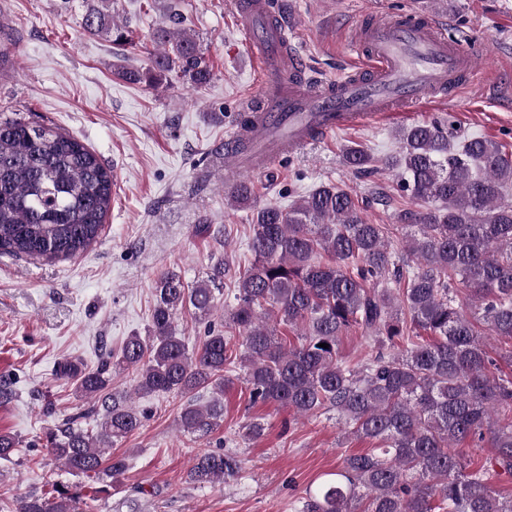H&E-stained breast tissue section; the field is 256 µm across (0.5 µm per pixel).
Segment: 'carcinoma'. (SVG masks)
<instances>
[{
    "label": "carcinoma",
    "instance_id": "1",
    "mask_svg": "<svg viewBox=\"0 0 512 512\" xmlns=\"http://www.w3.org/2000/svg\"><path fill=\"white\" fill-rule=\"evenodd\" d=\"M110 6L86 0L85 30L133 44ZM153 41L152 65L125 69L126 81L153 86L171 74L196 89L211 82L212 66L177 0H168ZM398 141L382 160L408 198L394 223L370 222L364 213L373 200L333 183L286 209L259 208L250 224L252 260L233 276L222 324L210 321L211 284L229 275V262L192 287L167 272L145 335L126 337L90 367L58 363L87 406L46 433V453L72 473L112 484L128 464L122 455L104 458L106 450L147 420L129 398L106 392L114 373L136 371L143 397L192 398L179 425L208 436L224 423V401L199 405L193 397L224 394L225 372L238 360L252 402L296 416L334 411L346 433L376 444L305 491L301 512H512V498L491 484L495 475L512 476V373L500 370L486 342L512 343V151L443 117L399 130ZM341 152L351 169L374 171L376 158L363 145ZM112 185L110 168L78 137L0 113V254L54 262L83 252L101 234ZM253 195V182L237 179L228 200L247 206ZM394 229L406 236L404 254L387 243ZM186 305L206 321L193 347L175 327ZM282 325L300 330L297 343L278 334ZM351 329L376 350L360 366L339 352ZM484 440L492 457L467 469L453 446ZM241 471L236 454L220 449L196 457L188 479L215 485ZM83 500L57 485L0 502V512H76Z\"/></svg>",
    "mask_w": 512,
    "mask_h": 512
}]
</instances>
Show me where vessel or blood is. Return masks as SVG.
<instances>
[{
    "label": "vessel or blood",
    "instance_id": "b4317fda",
    "mask_svg": "<svg viewBox=\"0 0 512 512\" xmlns=\"http://www.w3.org/2000/svg\"><path fill=\"white\" fill-rule=\"evenodd\" d=\"M242 41L258 69L257 95L242 109L256 115L254 149L239 154L238 132L224 137V173L269 166L303 148L309 129L320 135L458 97L462 88L495 92V75L476 49L451 37L453 20L382 11L351 24L349 72L328 82L306 78L300 53L289 50L291 27L271 0H233Z\"/></svg>",
    "mask_w": 512,
    "mask_h": 512
}]
</instances>
